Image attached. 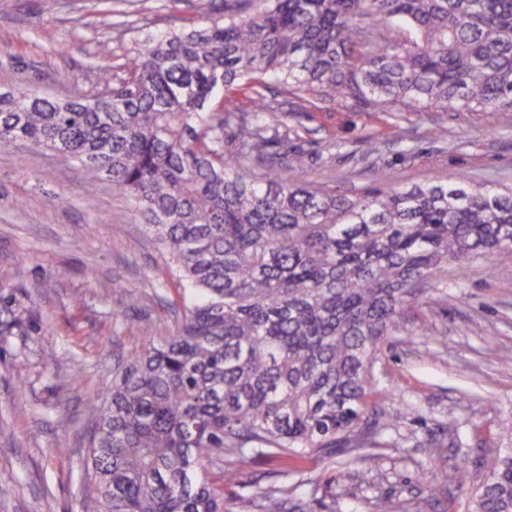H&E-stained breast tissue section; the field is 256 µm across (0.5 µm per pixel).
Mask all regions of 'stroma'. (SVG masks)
Returning <instances> with one entry per match:
<instances>
[{
    "label": "stroma",
    "mask_w": 512,
    "mask_h": 512,
    "mask_svg": "<svg viewBox=\"0 0 512 512\" xmlns=\"http://www.w3.org/2000/svg\"><path fill=\"white\" fill-rule=\"evenodd\" d=\"M0 0V93L19 85L63 99L72 82L90 89L100 67L121 74L127 51L148 36L199 23L196 0ZM282 102L287 140L278 163L301 152L292 182L328 183L344 194L403 188L466 174L484 186L512 184V112L381 110L352 99ZM439 126L443 138L430 130ZM131 203L108 177L88 179L80 163L24 143L0 146V512H88L82 490L95 411L89 389L112 380L114 365L139 349L159 322L174 323L175 281L155 280L168 262ZM125 220H114L117 212ZM437 303L407 312L405 331L386 337L374 365V409L387 425L352 470L308 457L299 470L249 449L238 483L224 487V512L242 496L291 490L306 512H370L388 497L394 512H464L453 485L429 493L424 474L444 477L459 460L488 470L512 446V254L448 267ZM124 309L127 322L112 317ZM458 431L434 449L448 417ZM70 451H55L58 439Z\"/></svg>",
    "instance_id": "35a3bbf8"
}]
</instances>
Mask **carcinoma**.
Instances as JSON below:
<instances>
[{
    "label": "carcinoma",
    "instance_id": "obj_1",
    "mask_svg": "<svg viewBox=\"0 0 512 512\" xmlns=\"http://www.w3.org/2000/svg\"><path fill=\"white\" fill-rule=\"evenodd\" d=\"M198 0L203 24L148 37L122 76L51 100L0 95V145L22 141L102 174L187 283L158 326L92 390L85 476L98 512H224L246 448L296 462L373 443L378 347L448 265L512 253V187L460 174L338 193L290 183L264 158L283 136L270 79L317 100L436 112H512V0ZM228 94L247 110L216 112ZM239 152L224 154V124ZM448 480L468 512H512V448ZM238 512H303L279 491Z\"/></svg>",
    "mask_w": 512,
    "mask_h": 512
}]
</instances>
